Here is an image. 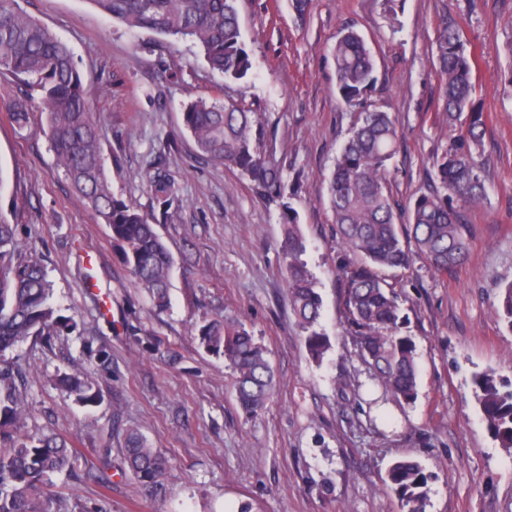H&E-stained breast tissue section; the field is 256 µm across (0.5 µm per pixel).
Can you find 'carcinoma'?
<instances>
[{
    "mask_svg": "<svg viewBox=\"0 0 512 512\" xmlns=\"http://www.w3.org/2000/svg\"><path fill=\"white\" fill-rule=\"evenodd\" d=\"M112 19L151 30L176 41L190 39L203 51L212 71L239 81L252 68L241 40L237 0H90ZM336 88L348 105L359 102L376 82L374 56L352 29L339 33L334 47ZM435 62L442 79L443 112L457 131L449 148L433 159L434 186L402 205L389 187V162L396 154V117L380 109L365 110L342 144L328 180L329 206L336 231L358 261L345 271L346 305L360 357L394 400L413 403L418 395L416 346L401 334L396 297L384 287L381 271L410 264L416 253L437 271L464 263L469 247L462 211L487 198L480 160L482 114L472 111L470 56L453 29L435 40ZM7 70L19 88L8 112L24 128L32 102L45 114L47 135L58 162L94 216L108 225L131 274L155 307L169 303L172 256L155 225L112 193L101 152V128L92 112L70 48L29 16L17 0H0V71ZM183 127L211 161L237 169L258 187L275 191L279 176L266 160L263 133L254 113L221 97L187 105ZM288 234L284 254L290 300L311 357L323 359L328 338L316 330L322 300L300 256L305 243L298 213H283ZM51 284L41 259L22 250L18 225L0 216V512H49L46 489L51 475L66 473L106 483V471L78 457L56 433L24 432L22 373L6 353L31 337L50 339L72 330L50 304ZM200 344L224 358L232 370L236 399L248 417L265 408L276 379L266 348L239 324L214 318L197 330ZM59 384L78 404L98 402L87 379L63 375ZM473 394L488 428L503 447L512 448V382L493 374L473 376ZM127 471L153 497L165 495L164 476L171 459L134 429L122 448ZM388 480L401 512H424L428 477L421 464L405 458L392 464Z\"/></svg>",
    "mask_w": 512,
    "mask_h": 512,
    "instance_id": "1",
    "label": "carcinoma"
}]
</instances>
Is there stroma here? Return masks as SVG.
<instances>
[{"label": "stroma", "instance_id": "stroma-1", "mask_svg": "<svg viewBox=\"0 0 512 512\" xmlns=\"http://www.w3.org/2000/svg\"><path fill=\"white\" fill-rule=\"evenodd\" d=\"M65 42L102 126L114 195L146 215L168 246L171 303L156 309L107 225L76 193L34 112L15 128L4 109L15 85L0 73V216L16 224L53 284L51 301L76 326L13 353L24 370L26 431L53 430L79 458L110 451V481L56 476L51 512L106 502L108 512H401L387 480L411 457L429 476L424 512H512V448L488 431L471 375L512 380V331L501 299L512 283V0H237L252 69L243 82L213 72L191 41L112 20L91 0H19ZM471 54L473 99L484 114L488 198L465 213L467 261L439 273L421 256L386 271L403 334L416 344L418 397L383 399L348 325L346 268L327 184L359 108L340 102L333 47L359 33L376 62L364 105L398 120L390 189L424 192L450 132L433 63L440 23ZM224 95L256 112L280 176L271 197L205 158L182 128L190 101ZM167 192L154 187L157 175ZM299 214L302 260L323 301L330 348L315 361L291 306L285 207ZM225 317L268 350L278 381L255 417L239 408L231 370L196 330ZM87 373L99 393L81 406L56 382ZM136 428L172 460L166 494L149 496L123 463Z\"/></svg>", "mask_w": 512, "mask_h": 512}]
</instances>
